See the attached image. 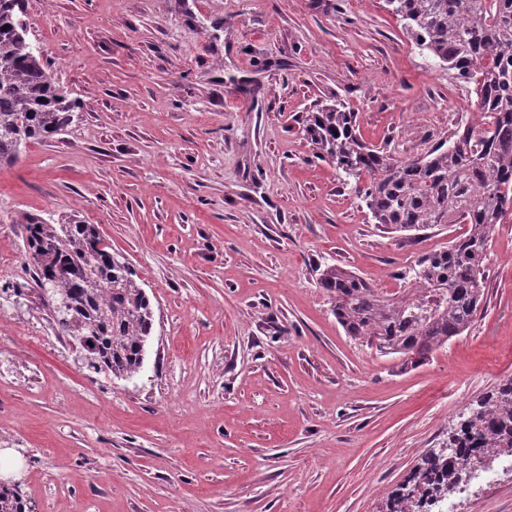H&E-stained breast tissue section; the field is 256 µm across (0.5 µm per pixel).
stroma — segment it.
<instances>
[{"instance_id":"1","label":"stroma","mask_w":512,"mask_h":512,"mask_svg":"<svg viewBox=\"0 0 512 512\" xmlns=\"http://www.w3.org/2000/svg\"><path fill=\"white\" fill-rule=\"evenodd\" d=\"M79 104L0 167V476L33 512H383L387 493L512 376V222L468 332L422 363L348 336L323 269L385 295L466 232L392 233L317 158L311 112L420 156L477 120L472 87L384 0H22ZM25 213L96 225L154 309L142 372L86 368L34 284ZM444 512H512L496 459Z\"/></svg>"}]
</instances>
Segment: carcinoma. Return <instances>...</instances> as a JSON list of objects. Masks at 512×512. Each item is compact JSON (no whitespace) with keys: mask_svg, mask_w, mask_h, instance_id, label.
Returning a JSON list of instances; mask_svg holds the SVG:
<instances>
[{"mask_svg":"<svg viewBox=\"0 0 512 512\" xmlns=\"http://www.w3.org/2000/svg\"><path fill=\"white\" fill-rule=\"evenodd\" d=\"M385 3L420 50L472 86L479 121L405 159L362 143L355 114L335 104L311 113L305 133L346 180H368L358 192L375 223L393 232L469 225L447 249L416 262L409 288L398 296H384L336 266L321 273L320 286L347 335L413 366L474 324L493 233L512 216V0ZM27 34L21 0H0V165L14 164L27 144L59 134L76 118V101L47 72ZM23 223L35 283L49 299L60 335L94 371L136 377L154 311L127 258L93 224L52 223L38 215L23 216ZM57 261L71 266L69 275L52 273ZM448 440L456 453L427 452L388 494L387 512H432L460 487L471 454L512 455V376L483 396ZM0 512L33 510L19 487L0 484Z\"/></svg>","mask_w":512,"mask_h":512,"instance_id":"1","label":"carcinoma"}]
</instances>
